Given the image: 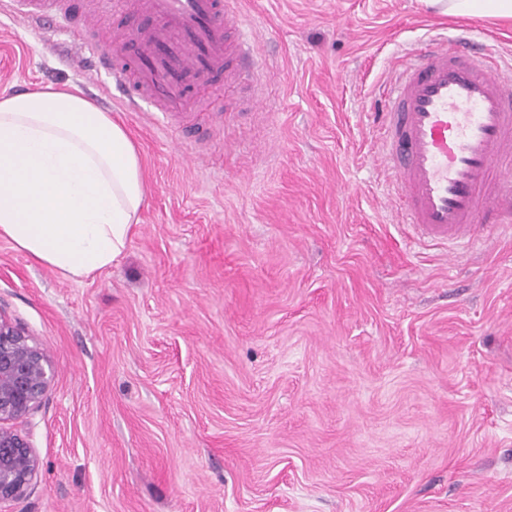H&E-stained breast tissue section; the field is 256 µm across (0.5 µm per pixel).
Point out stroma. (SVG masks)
I'll return each instance as SVG.
<instances>
[{"mask_svg":"<svg viewBox=\"0 0 512 512\" xmlns=\"http://www.w3.org/2000/svg\"><path fill=\"white\" fill-rule=\"evenodd\" d=\"M267 79L173 128L0 12V94L78 85L139 147L119 259L73 278L0 239V312L53 379L13 423L5 512H512V241L409 244L372 128L405 51L512 55V21L422 0H243Z\"/></svg>","mask_w":512,"mask_h":512,"instance_id":"1","label":"stroma"}]
</instances>
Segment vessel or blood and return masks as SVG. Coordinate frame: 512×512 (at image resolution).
I'll return each instance as SVG.
<instances>
[{"mask_svg": "<svg viewBox=\"0 0 512 512\" xmlns=\"http://www.w3.org/2000/svg\"><path fill=\"white\" fill-rule=\"evenodd\" d=\"M126 1L147 25H114L102 42L78 22L74 0H9L34 24L80 42L90 74L109 75L166 118L189 112L229 59L257 70L248 44L229 37L245 26L241 0H114ZM380 95L373 123L414 239L473 245L511 230L512 68L499 51L470 53L444 39L404 56Z\"/></svg>", "mask_w": 512, "mask_h": 512, "instance_id": "vessel-or-blood-1", "label": "vessel or blood"}]
</instances>
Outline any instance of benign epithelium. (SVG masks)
<instances>
[{"label": "benign epithelium", "mask_w": 512, "mask_h": 512, "mask_svg": "<svg viewBox=\"0 0 512 512\" xmlns=\"http://www.w3.org/2000/svg\"><path fill=\"white\" fill-rule=\"evenodd\" d=\"M49 386L46 350L0 313V504L23 496L37 474V456L10 423L40 404Z\"/></svg>", "instance_id": "1"}]
</instances>
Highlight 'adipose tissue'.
I'll return each mask as SVG.
<instances>
[{
  "instance_id": "obj_1",
  "label": "adipose tissue",
  "mask_w": 512,
  "mask_h": 512,
  "mask_svg": "<svg viewBox=\"0 0 512 512\" xmlns=\"http://www.w3.org/2000/svg\"><path fill=\"white\" fill-rule=\"evenodd\" d=\"M451 16L512 20V0H425ZM146 204L125 125L75 85L0 97V238L71 277L112 265Z\"/></svg>"
}]
</instances>
